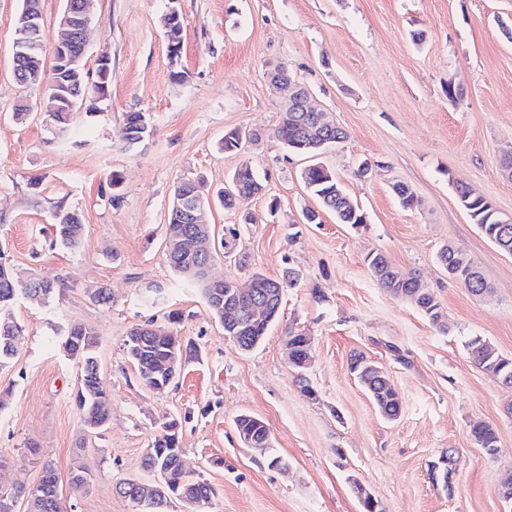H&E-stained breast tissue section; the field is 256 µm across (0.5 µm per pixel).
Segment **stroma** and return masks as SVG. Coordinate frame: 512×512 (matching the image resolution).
Instances as JSON below:
<instances>
[{"label":"stroma","mask_w":512,"mask_h":512,"mask_svg":"<svg viewBox=\"0 0 512 512\" xmlns=\"http://www.w3.org/2000/svg\"><path fill=\"white\" fill-rule=\"evenodd\" d=\"M21 4L0 0V259L25 276L63 277L67 290L45 304L18 298L11 309L23 334L0 367V487L38 483L49 460L71 512H129L116 486L149 479L145 450L175 418L186 468L219 490L210 512H361V489L380 512H512L497 491L512 474V387L467 348L477 337L512 358V255L481 233L455 194L467 185L512 216V177L500 163L512 146V42L500 28L512 25V0H94L85 70L96 82L108 58V96L64 129L38 106L43 84L13 76ZM172 8L182 21L174 60L163 27ZM277 65L345 130L322 162L366 223H336L306 190L308 158L278 137L283 114L266 78ZM22 103L31 110L21 121ZM127 112L145 113L153 129L133 147L119 133ZM235 128L258 133L259 144L224 152L219 142ZM245 163L266 191L239 210L213 208L211 277L243 285L256 272L301 274L276 326L249 353L225 339L200 288L171 270L164 242L178 182L199 177L213 191ZM398 183L418 206L402 207ZM308 209L318 211L316 223H305ZM61 210L83 224L77 248L55 241ZM247 212L254 223H244ZM233 228L228 256L222 241ZM447 244L475 262L488 293L473 295L449 275L438 259ZM372 252L433 292L444 327L376 284L365 262ZM101 288L110 304L93 301ZM148 322L190 352L162 394L140 384L124 346L127 332ZM74 323L96 330L111 394L98 435L83 430L81 368L61 346ZM291 328L311 338L302 373L285 351ZM357 354L399 392L396 420L380 416L352 374ZM303 377L315 398L302 393ZM243 413L268 425L286 468L243 445L235 428ZM480 423L498 435L494 454L471 435ZM81 465L90 477L75 490L68 480Z\"/></svg>","instance_id":"1"}]
</instances>
